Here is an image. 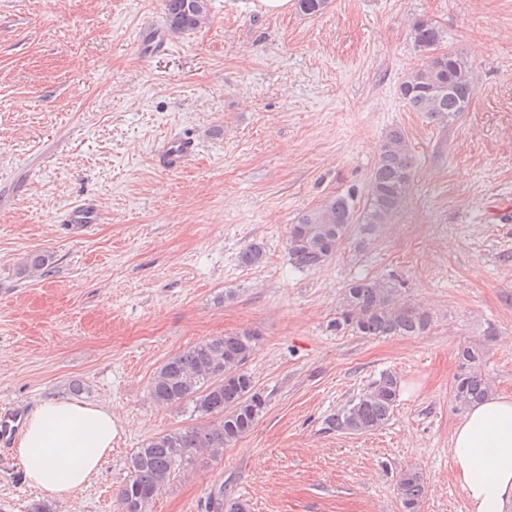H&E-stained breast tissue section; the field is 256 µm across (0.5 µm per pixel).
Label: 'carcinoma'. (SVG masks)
<instances>
[{"mask_svg":"<svg viewBox=\"0 0 512 512\" xmlns=\"http://www.w3.org/2000/svg\"><path fill=\"white\" fill-rule=\"evenodd\" d=\"M210 0H164L167 34L178 37L209 20ZM409 38L425 64L399 86V94L412 112L430 124L447 127L468 111L476 94L472 74L464 59L441 51L444 31L425 17L410 26ZM414 170L411 143L400 128L383 139L374 164L369 193L362 210L353 196L333 195L302 213L290 225L288 261L297 270H311L328 263L341 245L352 241L364 250L385 224L402 209L410 192ZM263 244L252 242L240 254L246 267L262 263ZM391 279L362 277L342 294L334 328L351 329L363 336H420L432 326L430 313L404 307L395 301ZM257 334L242 330L195 343L167 358L150 383L151 398L161 404L193 407L207 418L199 425L158 434L133 450L129 476L118 493L121 512H151L158 492L166 487L202 449L214 451L235 445L255 427L266 407L251 374L244 369L256 348ZM460 372L454 383V402L466 409L492 394L480 370L479 350L465 346L460 352ZM400 390V377L383 370L358 395L330 419L336 430L366 434L387 425ZM403 512H419L424 496L422 472L407 468L396 483ZM206 512H249L248 504L224 495V485L209 495Z\"/></svg>","mask_w":512,"mask_h":512,"instance_id":"carcinoma-1","label":"carcinoma"}]
</instances>
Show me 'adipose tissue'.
<instances>
[{"label": "adipose tissue", "instance_id": "adipose-tissue-1", "mask_svg": "<svg viewBox=\"0 0 512 512\" xmlns=\"http://www.w3.org/2000/svg\"><path fill=\"white\" fill-rule=\"evenodd\" d=\"M121 422L109 407L70 399L39 402L26 416L17 456L29 486L65 499L96 476ZM448 456L467 512L512 505V396L470 406L450 439Z\"/></svg>", "mask_w": 512, "mask_h": 512}]
</instances>
